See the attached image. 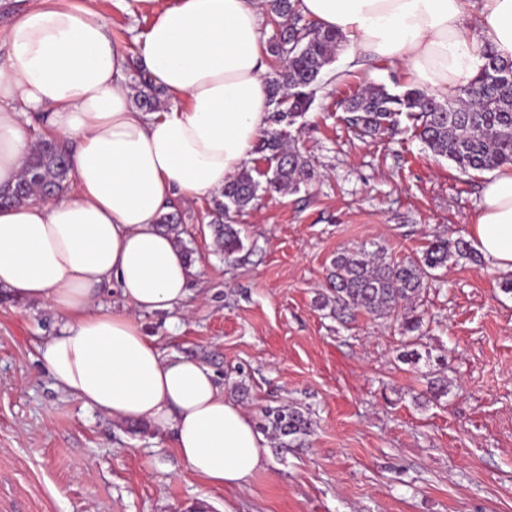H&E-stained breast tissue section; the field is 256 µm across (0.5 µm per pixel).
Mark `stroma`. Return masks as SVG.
Masks as SVG:
<instances>
[{
	"instance_id": "1",
	"label": "stroma",
	"mask_w": 512,
	"mask_h": 512,
	"mask_svg": "<svg viewBox=\"0 0 512 512\" xmlns=\"http://www.w3.org/2000/svg\"><path fill=\"white\" fill-rule=\"evenodd\" d=\"M86 2L128 53L172 0L134 15L122 0ZM332 72L295 134L313 180L237 216L244 247L230 257L195 220L206 200L177 198L193 216L181 233L192 295L184 309L137 316L164 355L206 364L255 427L267 408L294 405L313 433L270 449L245 489L214 488L154 427L113 422L55 388L38 349L56 316L0 288V512H512L505 274L466 260L439 269L407 337L363 313L340 324L318 302L342 249L376 244L400 260L433 234L465 235L488 175L461 172L412 130L370 139L349 128L339 100L371 84L405 89L404 69L340 52ZM407 348L418 363L401 360ZM441 377L448 394L436 399L429 383Z\"/></svg>"
}]
</instances>
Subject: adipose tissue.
<instances>
[{"label":"adipose tissue","instance_id":"ef3b65f1","mask_svg":"<svg viewBox=\"0 0 512 512\" xmlns=\"http://www.w3.org/2000/svg\"><path fill=\"white\" fill-rule=\"evenodd\" d=\"M262 0H173L135 43L166 111H135L126 55L96 11L32 0L0 62V188L21 177L31 115L73 144L78 191L0 209V288L48 304L58 333L40 348L56 386L120 423L169 436L193 472L237 490L267 459L264 436L204 363L162 358L133 311L171 312L192 265L157 222L177 197L202 199L242 170L266 126ZM338 32L350 59L386 60L443 96L469 86L494 50L512 61V0H299ZM468 238L512 273V166L490 176ZM118 289L126 311L98 306Z\"/></svg>","mask_w":512,"mask_h":512}]
</instances>
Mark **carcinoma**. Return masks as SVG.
I'll return each mask as SVG.
<instances>
[{
    "instance_id": "obj_1",
    "label": "carcinoma",
    "mask_w": 512,
    "mask_h": 512,
    "mask_svg": "<svg viewBox=\"0 0 512 512\" xmlns=\"http://www.w3.org/2000/svg\"><path fill=\"white\" fill-rule=\"evenodd\" d=\"M274 34L267 52L274 65L266 79L271 110L268 127L253 153L273 160L265 181L244 170L230 178L211 207L202 216L212 229L215 250L227 256L244 248L233 216L254 207L262 196L296 191L308 183L312 172L300 151L290 145V128L312 108L316 94L327 85V68L335 61L340 37L317 23L304 19L298 0H268ZM131 88L138 108L158 112L163 90L137 61L129 62ZM349 127L361 136H393L402 132V122L411 128L435 154L447 158L463 172L491 171L512 164V61L493 53L475 81L455 99H444L426 90L407 88L393 92L372 85L347 96L341 103ZM69 154L53 138H40L33 145L18 182L0 190V206L19 205L37 194L63 193L72 179ZM192 216L178 209L160 216L158 227L171 235ZM475 260V252L462 237L432 236L416 257L394 261L383 248L361 246L334 256L327 275L328 294L322 307L341 321L364 312L376 319H400L402 333L421 326L415 302L427 288L433 271L456 259ZM265 429L278 448H291L312 430L311 416L298 407H277L266 415Z\"/></svg>"
}]
</instances>
